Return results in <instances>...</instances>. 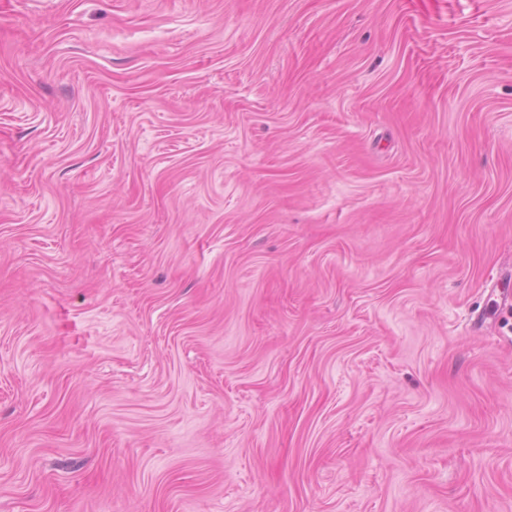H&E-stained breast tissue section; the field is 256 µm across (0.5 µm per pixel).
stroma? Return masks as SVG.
Listing matches in <instances>:
<instances>
[{
  "label": "stroma",
  "mask_w": 512,
  "mask_h": 512,
  "mask_svg": "<svg viewBox=\"0 0 512 512\" xmlns=\"http://www.w3.org/2000/svg\"><path fill=\"white\" fill-rule=\"evenodd\" d=\"M512 0H0V512H512Z\"/></svg>",
  "instance_id": "stroma-1"
}]
</instances>
